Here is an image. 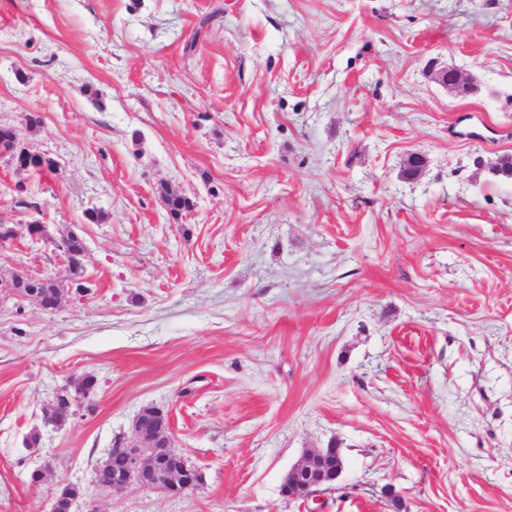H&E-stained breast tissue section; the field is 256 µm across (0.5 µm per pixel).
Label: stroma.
<instances>
[{
	"instance_id": "35a3bbf8",
	"label": "stroma",
	"mask_w": 512,
	"mask_h": 512,
	"mask_svg": "<svg viewBox=\"0 0 512 512\" xmlns=\"http://www.w3.org/2000/svg\"><path fill=\"white\" fill-rule=\"evenodd\" d=\"M511 97L512 0H0V127L59 165L0 152V278L86 242L56 310L0 296V512H512ZM146 406L199 484L101 491ZM332 442L333 489L284 495ZM449 72L453 73V75H454V80L452 82H449L446 79V75ZM437 79L440 83H444L445 86L448 87L449 93H455L457 95H462V94H465L466 92H468L469 88H470L469 92H473L476 90V85L473 81V78L463 76V74L461 72H459L458 70H456L455 68H452V67H448V69L446 68L445 70L439 72L437 74ZM18 139L19 134L16 130L0 128V151L3 150L6 154L12 152L11 158L20 169H30L38 174H43L45 171L57 173L58 167L50 158L23 149L16 150L15 144ZM161 190V197L164 200L171 219L175 222L181 220L194 206L192 199L185 195L170 192L166 187H162Z\"/></svg>"
}]
</instances>
